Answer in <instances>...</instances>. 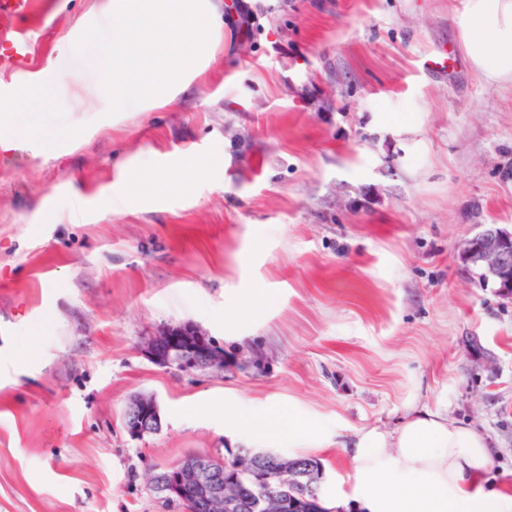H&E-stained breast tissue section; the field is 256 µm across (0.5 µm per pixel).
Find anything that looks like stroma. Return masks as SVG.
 <instances>
[{
  "instance_id": "obj_1",
  "label": "stroma",
  "mask_w": 512,
  "mask_h": 512,
  "mask_svg": "<svg viewBox=\"0 0 512 512\" xmlns=\"http://www.w3.org/2000/svg\"><path fill=\"white\" fill-rule=\"evenodd\" d=\"M464 0H221L222 47L166 107L91 136L0 150V512H183L150 473L243 447L224 405L317 429L331 512H362L337 436L438 409L512 481V297L458 252L512 230V84L461 47ZM96 0H35L29 59L0 93L94 70L66 51ZM433 54L456 61L429 74ZM183 180L158 197L125 165ZM83 201L77 222L46 223ZM126 203L104 209L100 199ZM257 320L230 307L255 290ZM198 325L220 367L154 363L144 338ZM30 360L20 366L18 351ZM154 396L161 427L123 414ZM159 407L152 396H134L124 414V426L133 437L150 434L160 428Z\"/></svg>"
}]
</instances>
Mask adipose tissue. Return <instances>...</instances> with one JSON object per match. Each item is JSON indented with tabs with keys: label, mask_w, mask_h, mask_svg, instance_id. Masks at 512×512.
Returning a JSON list of instances; mask_svg holds the SVG:
<instances>
[{
	"label": "adipose tissue",
	"mask_w": 512,
	"mask_h": 512,
	"mask_svg": "<svg viewBox=\"0 0 512 512\" xmlns=\"http://www.w3.org/2000/svg\"><path fill=\"white\" fill-rule=\"evenodd\" d=\"M462 48L491 82L512 81V0H465ZM246 441L262 443L279 427L292 448L315 449L319 435L286 410L225 406ZM355 493L366 512H512V495L486 488L487 439L449 422L440 410L412 412L395 430L359 431L349 443Z\"/></svg>",
	"instance_id": "obj_1"
}]
</instances>
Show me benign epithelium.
<instances>
[{
	"label": "benign epithelium",
	"instance_id": "7a95c632",
	"mask_svg": "<svg viewBox=\"0 0 512 512\" xmlns=\"http://www.w3.org/2000/svg\"><path fill=\"white\" fill-rule=\"evenodd\" d=\"M462 259L485 270L506 296L512 294V231L494 224L484 226L474 236L459 245ZM145 353L157 364L178 371L202 369L224 365V351L214 345L203 330L193 323L169 325L142 344ZM159 407L151 396L133 397L124 414V426L133 437L150 434L160 428ZM276 472L288 476L279 485L271 499L260 497L257 509L263 512L268 506L277 510L287 504L288 488L295 485L304 489L308 502L322 510L321 484L324 472L312 467H299L293 460L276 457ZM151 487L169 499L199 489L209 504L232 510L236 501L231 488L224 485V477L217 472L208 456L193 455L182 462L154 473L149 478Z\"/></svg>",
	"mask_w": 512,
	"mask_h": 512
}]
</instances>
